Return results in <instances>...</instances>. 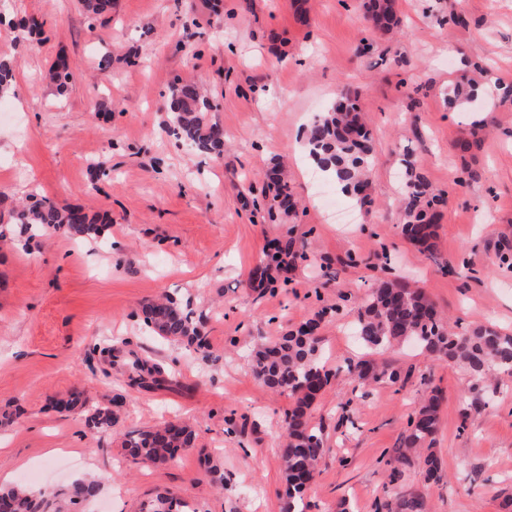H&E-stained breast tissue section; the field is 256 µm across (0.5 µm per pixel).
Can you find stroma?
I'll use <instances>...</instances> for the list:
<instances>
[{"label": "stroma", "instance_id": "obj_1", "mask_svg": "<svg viewBox=\"0 0 512 512\" xmlns=\"http://www.w3.org/2000/svg\"><path fill=\"white\" fill-rule=\"evenodd\" d=\"M400 31L385 34L360 0H114L107 18L79 0H9L0 49L15 75L0 117V195L46 197L110 217L103 238L82 244L54 233L29 248L0 243V409L21 408L0 428V473H38L39 486L100 479L95 512H137L168 489L200 512H283L284 417L293 400L253 375L251 341L321 315L318 334L337 372L319 394L314 423L324 455L307 512H376L384 496L424 495L431 512H502L512 497V392L488 405L466 398V370L403 346L383 360L398 384L359 385L348 364L368 359L353 334L380 277H414L456 331L512 332V0H396ZM465 18L448 24L449 14ZM35 17L40 41L24 27ZM111 54L109 67L100 58ZM73 82H43L58 59ZM494 82L487 107L457 108L448 87ZM195 84L224 128L221 156L183 151L165 127L171 87ZM356 94L374 146L369 199L315 178L302 132L337 93ZM481 125L469 150L458 143ZM411 155L446 199L435 254L401 234L402 159ZM107 163L95 169V161ZM278 170L295 215L270 219L244 205L249 185ZM306 240L307 258L275 288L250 273L269 242ZM170 292L203 320L206 346L192 351L148 335L141 304ZM113 346L111 376L98 347ZM138 355L174 370L177 385L129 386L123 363ZM441 390L433 445L443 480L419 463L398 480L389 463L428 387ZM73 391L111 407L107 433L52 401ZM181 416L196 447L173 462L122 461L130 431ZM212 454L223 487L204 474Z\"/></svg>", "mask_w": 512, "mask_h": 512}]
</instances>
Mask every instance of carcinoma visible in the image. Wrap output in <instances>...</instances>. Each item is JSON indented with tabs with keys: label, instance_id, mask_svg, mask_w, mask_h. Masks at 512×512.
I'll list each match as a JSON object with an SVG mask.
<instances>
[{
	"label": "carcinoma",
	"instance_id": "carcinoma-1",
	"mask_svg": "<svg viewBox=\"0 0 512 512\" xmlns=\"http://www.w3.org/2000/svg\"><path fill=\"white\" fill-rule=\"evenodd\" d=\"M83 12L95 18L112 8V0H80ZM362 7L376 25L386 31L398 27L400 19L394 0H364ZM73 78L68 62L60 60L50 69L49 79L60 90ZM13 79L8 55L0 52V97L7 94ZM476 88L460 84L448 86V102L472 103ZM213 104L196 86L187 83L171 88L167 132L176 140L202 153H219L224 147V128L209 119ZM308 158L336 185L357 197L365 195L373 166L371 136L365 129L354 99L342 94L332 107L310 123L304 132ZM404 196L402 208L405 223L403 236L412 244L431 251L435 246L438 208L445 198L431 192L425 177L413 162L403 160ZM275 193L268 204V214L289 212L283 200L291 197L287 185L273 177ZM64 232L75 241H95L102 237L104 226L96 223L77 207H60L48 198L22 206L9 205L0 210V240H10L24 247L37 237ZM306 258L304 245L287 234L276 241L267 260L251 272L253 283L263 286L277 281L281 274ZM141 317L148 333L169 343L202 349L206 345L202 319L193 316L182 299L165 296L142 305ZM317 315L310 319L316 323ZM308 322V323H310ZM303 323L274 340L253 346L250 362L255 377L267 388L293 398V407L284 418L287 442L282 451L283 473L288 497V512H307V493L314 482L318 465L326 448L323 427L313 424L312 407L317 395L329 385L333 374L323 361L320 338ZM354 334L362 346L382 353L406 342L416 343L421 350L446 358L450 364H462L474 379L469 390L473 403L485 401V382L501 375H512V333L493 327L477 326L465 332L452 331L442 321L425 293L398 279L380 282L371 290L359 313ZM130 384L153 388L176 382L158 363L140 357L127 364ZM361 383L368 381L397 383L401 373L388 364L362 360L348 367ZM62 411L84 413L85 426L94 432L112 430L116 417L110 408L89 407L80 395L72 393L55 402ZM442 399L433 389L410 416L400 441V450L391 468V478L401 475V467L412 463L411 453L428 449L423 460V476L427 482L441 480V461L431 450L440 426ZM197 432L188 423L166 420L150 430L128 434L122 441L124 453L143 463L174 460L180 449L196 445ZM100 482L86 478L57 492H34L18 482L0 487L3 512H75L74 506L95 499ZM138 512H198L177 494L165 490L142 503ZM378 512H428L421 496H399L378 504Z\"/></svg>",
	"mask_w": 512,
	"mask_h": 512
}]
</instances>
